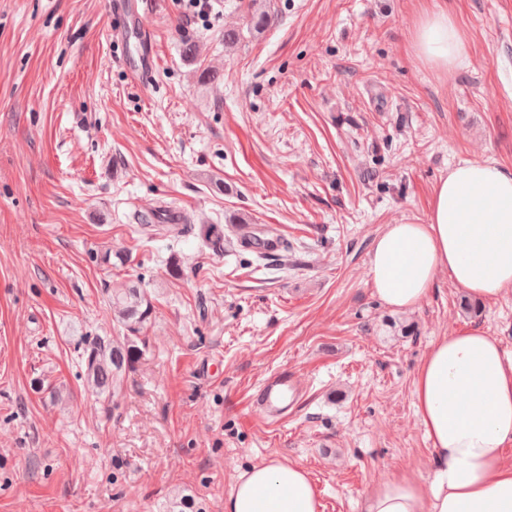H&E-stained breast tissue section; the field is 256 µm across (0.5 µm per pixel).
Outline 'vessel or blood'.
<instances>
[{
    "label": "vessel or blood",
    "mask_w": 512,
    "mask_h": 512,
    "mask_svg": "<svg viewBox=\"0 0 512 512\" xmlns=\"http://www.w3.org/2000/svg\"><path fill=\"white\" fill-rule=\"evenodd\" d=\"M144 0H111L110 7L115 22L114 34L132 40L135 50L125 60L128 69L140 82H147L158 59L147 34ZM239 240L242 247L259 254L280 255L283 241L275 232L257 235L250 227H241ZM306 387L293 372L282 370L268 375L249 397V405L263 421L274 424L286 418L290 409L297 407Z\"/></svg>",
    "instance_id": "obj_1"
}]
</instances>
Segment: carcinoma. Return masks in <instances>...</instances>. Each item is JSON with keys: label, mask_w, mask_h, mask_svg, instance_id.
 Masks as SVG:
<instances>
[{"label": "carcinoma", "mask_w": 512, "mask_h": 512, "mask_svg": "<svg viewBox=\"0 0 512 512\" xmlns=\"http://www.w3.org/2000/svg\"><path fill=\"white\" fill-rule=\"evenodd\" d=\"M249 31L260 32L272 23V15L261 9L249 14ZM208 247L224 252V235L215 225L204 229ZM107 304L118 327L116 336H84L80 340L79 360L86 391L106 406L117 409L127 374L144 354L145 339L141 336L150 322L154 306L142 289L132 285L107 289ZM163 512H201L195 499L184 496L170 500Z\"/></svg>", "instance_id": "obj_1"}]
</instances>
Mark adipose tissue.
<instances>
[{"instance_id":"1","label":"adipose tissue","mask_w":512,"mask_h":512,"mask_svg":"<svg viewBox=\"0 0 512 512\" xmlns=\"http://www.w3.org/2000/svg\"><path fill=\"white\" fill-rule=\"evenodd\" d=\"M417 55L454 70L468 37L446 0H433L414 25ZM488 302L512 288V170L467 161L435 185L424 224H388L373 239L370 280L389 309L408 311L439 274ZM433 467L427 481L400 474L370 486L364 512H512V354L477 326L437 337L413 383ZM300 465L273 458L238 475L224 512H320Z\"/></svg>"}]
</instances>
